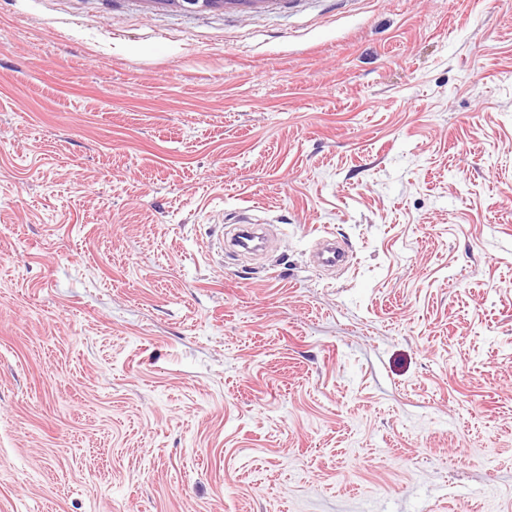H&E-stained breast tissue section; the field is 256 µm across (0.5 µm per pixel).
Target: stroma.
<instances>
[{"instance_id": "obj_1", "label": "stroma", "mask_w": 512, "mask_h": 512, "mask_svg": "<svg viewBox=\"0 0 512 512\" xmlns=\"http://www.w3.org/2000/svg\"><path fill=\"white\" fill-rule=\"evenodd\" d=\"M0 512H512V0H0Z\"/></svg>"}]
</instances>
